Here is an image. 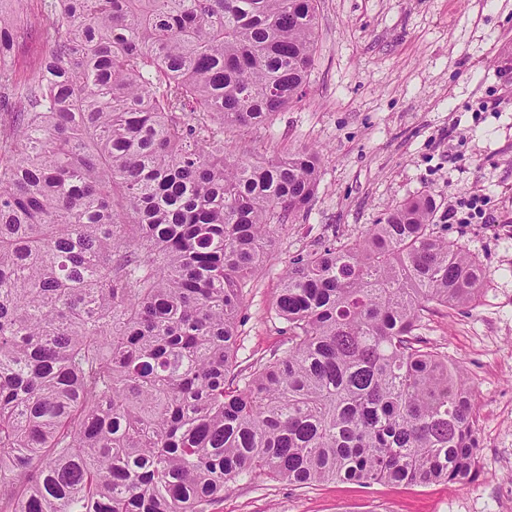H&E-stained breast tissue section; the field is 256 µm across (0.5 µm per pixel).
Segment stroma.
I'll return each mask as SVG.
<instances>
[{"label": "stroma", "instance_id": "1", "mask_svg": "<svg viewBox=\"0 0 512 512\" xmlns=\"http://www.w3.org/2000/svg\"><path fill=\"white\" fill-rule=\"evenodd\" d=\"M318 35L306 96L269 125L224 132L239 156L322 152L315 199L246 294L237 358L281 347L273 303L302 246L355 239L421 193L443 213L483 195L494 223L441 231L479 259L487 286L475 306L430 312L425 329L476 388L479 476L298 488L244 474L208 512H512V0H320Z\"/></svg>", "mask_w": 512, "mask_h": 512}]
</instances>
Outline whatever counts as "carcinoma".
I'll return each instance as SVG.
<instances>
[{
  "instance_id": "cac0c4a2",
  "label": "carcinoma",
  "mask_w": 512,
  "mask_h": 512,
  "mask_svg": "<svg viewBox=\"0 0 512 512\" xmlns=\"http://www.w3.org/2000/svg\"><path fill=\"white\" fill-rule=\"evenodd\" d=\"M45 56L0 7V512H206L242 474L468 483L475 388L422 335L480 261L430 193L299 249L283 347L237 361L246 289L315 197L312 148L241 158L224 129L305 94L318 0H47ZM45 52L44 43L37 37L28 40L16 50L11 66L21 79L34 75Z\"/></svg>"
}]
</instances>
